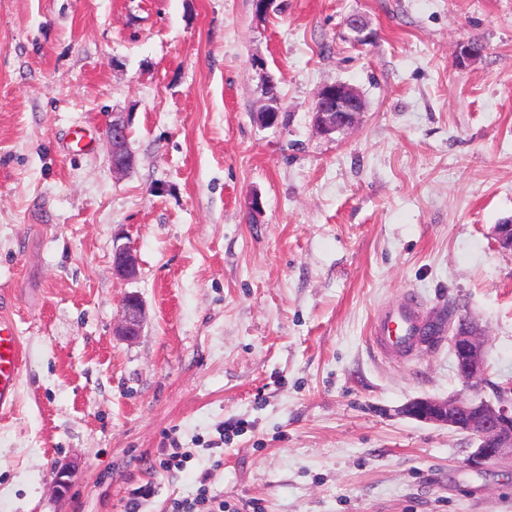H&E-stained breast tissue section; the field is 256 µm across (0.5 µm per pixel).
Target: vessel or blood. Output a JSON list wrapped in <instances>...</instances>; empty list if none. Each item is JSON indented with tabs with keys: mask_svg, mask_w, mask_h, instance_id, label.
<instances>
[{
	"mask_svg": "<svg viewBox=\"0 0 512 512\" xmlns=\"http://www.w3.org/2000/svg\"><path fill=\"white\" fill-rule=\"evenodd\" d=\"M433 317L415 296L405 297L371 322L369 334L386 357L410 359L431 350L424 331ZM22 350L18 329L10 317L0 316V412L14 408L18 400L22 371Z\"/></svg>",
	"mask_w": 512,
	"mask_h": 512,
	"instance_id": "obj_1",
	"label": "vessel or blood"
}]
</instances>
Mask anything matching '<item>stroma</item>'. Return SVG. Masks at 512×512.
I'll return each instance as SVG.
<instances>
[{
    "instance_id": "35a3bbf8",
    "label": "stroma",
    "mask_w": 512,
    "mask_h": 512,
    "mask_svg": "<svg viewBox=\"0 0 512 512\" xmlns=\"http://www.w3.org/2000/svg\"><path fill=\"white\" fill-rule=\"evenodd\" d=\"M266 73L273 128L256 120ZM335 82L366 110L324 137L311 105ZM114 112L136 160L120 179ZM80 127L93 148L65 152ZM507 220L512 0H274L262 19L253 0H0V291L26 356L0 416V512H125L146 482L141 512L203 485L263 512H512L511 460L472 470L465 434L398 413L461 391L448 345L407 361L368 338L407 294L457 305L496 400ZM122 244L131 281L112 270ZM129 293L132 341L115 333ZM165 448L191 453L185 470L160 468ZM128 120L124 112L112 113L106 127V138L110 144V162L112 175L116 178L125 176L133 165V155L128 142ZM112 269L122 279H134L137 277V257L129 246L121 245L113 249ZM144 307L139 295L130 293L122 300L121 315L117 325V333L127 339L139 335L143 321Z\"/></svg>"
}]
</instances>
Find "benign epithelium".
I'll list each match as a JSON object with an SVG mask.
<instances>
[{"mask_svg":"<svg viewBox=\"0 0 512 512\" xmlns=\"http://www.w3.org/2000/svg\"><path fill=\"white\" fill-rule=\"evenodd\" d=\"M346 26L355 33V40L366 43L371 39L364 20L352 15ZM365 103L352 86L336 82L323 86L317 93L311 112L313 125L319 134L329 137L353 128L364 112ZM110 144L112 175L121 178L133 165L128 142V120L122 112L112 113L106 127ZM499 247L512 250V225L497 224L493 228ZM113 272L122 279L137 277L138 261L132 249L117 246L112 252ZM144 307L139 295L130 293L122 300L117 333L127 339L139 335ZM448 342L455 357V366L465 391L444 399L420 397L406 403L399 414L417 421L446 426L468 435L473 442L467 458L469 467L480 470L491 462L512 459V399L498 397L493 403L478 395L486 372L485 339L477 325L464 316L453 329ZM73 473L66 467L57 469L53 485L58 494L69 490Z\"/></svg>","mask_w":512,"mask_h":512,"instance_id":"obj_1","label":"benign epithelium"}]
</instances>
